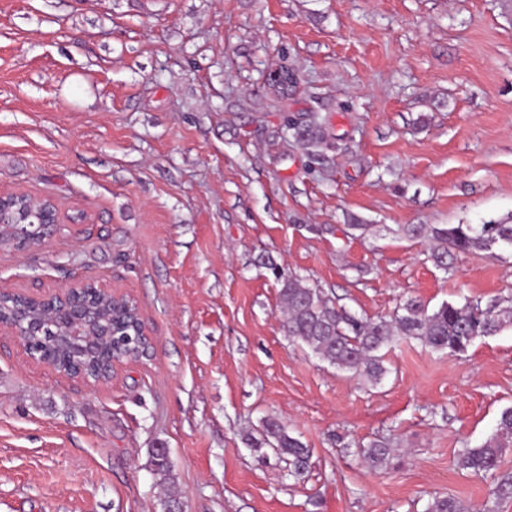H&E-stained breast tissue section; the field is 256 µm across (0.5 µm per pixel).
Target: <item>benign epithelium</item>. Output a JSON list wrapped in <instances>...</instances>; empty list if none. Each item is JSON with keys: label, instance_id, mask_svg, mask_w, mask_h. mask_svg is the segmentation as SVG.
<instances>
[{"label": "benign epithelium", "instance_id": "benign-epithelium-1", "mask_svg": "<svg viewBox=\"0 0 512 512\" xmlns=\"http://www.w3.org/2000/svg\"><path fill=\"white\" fill-rule=\"evenodd\" d=\"M273 81L286 95L295 86L297 76L290 70H280L274 74ZM31 217L41 225L44 235L63 223L61 209L50 197H34L21 192H0V244L10 241L15 250L22 251L35 243V239L28 237L26 231L27 221ZM84 293L111 295V292L93 283L81 282L61 288L43 300V303L50 306V314H55L66 322L67 335L75 340L87 336V332L94 329V325L99 322V308L89 306L82 297ZM0 332L18 338L32 360L51 366L67 378L74 376L87 382L91 380L95 384L111 380L114 365L120 359L149 355L152 344V341L147 340L141 351L112 355L107 367L101 369L100 374L92 380L81 372L74 375L66 372L60 365L58 347L33 349L32 337L37 335L38 329L31 321L17 318L10 322L0 320Z\"/></svg>", "mask_w": 512, "mask_h": 512}]
</instances>
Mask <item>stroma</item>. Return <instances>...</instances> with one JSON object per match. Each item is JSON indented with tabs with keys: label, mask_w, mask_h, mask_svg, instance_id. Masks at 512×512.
<instances>
[{
	"label": "stroma",
	"mask_w": 512,
	"mask_h": 512,
	"mask_svg": "<svg viewBox=\"0 0 512 512\" xmlns=\"http://www.w3.org/2000/svg\"><path fill=\"white\" fill-rule=\"evenodd\" d=\"M0 190L65 217L0 248V289L92 281L153 342L91 386L0 335V512H512V448L457 465L512 406V326L460 355L400 343L373 386L288 337L274 277L370 318L512 305L511 251L444 272L400 232L512 215V0H0ZM269 419L303 474L252 447Z\"/></svg>",
	"instance_id": "stroma-1"
}]
</instances>
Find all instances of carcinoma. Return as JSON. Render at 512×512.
Masks as SVG:
<instances>
[{"instance_id": "obj_1", "label": "carcinoma", "mask_w": 512, "mask_h": 512, "mask_svg": "<svg viewBox=\"0 0 512 512\" xmlns=\"http://www.w3.org/2000/svg\"><path fill=\"white\" fill-rule=\"evenodd\" d=\"M403 233L426 240L435 266L446 271L448 255L452 252L477 248L490 253L495 248L512 250V215L476 226L408 224L403 227ZM279 281L288 336L321 360L372 384L380 383L388 373L381 350L400 339L412 338L434 350L448 349L460 354L475 340L494 336L512 325L511 307L484 308L470 300L461 304L445 302L433 311L416 300H409L393 315L372 320L335 305L318 289L304 285L296 275H282ZM113 348V340L106 338L95 355L82 358V372L95 377L99 363L110 356ZM253 445H266L277 455L288 457V465L296 473L308 465L310 449L274 420L265 421L261 439L254 440ZM508 448H512V407L502 410L497 427L482 445L466 447L458 453V467L475 475L493 473ZM358 454L378 465L389 459L392 448L387 442L377 440L358 449ZM427 512H464V508L456 499L445 496L434 499Z\"/></svg>"}]
</instances>
